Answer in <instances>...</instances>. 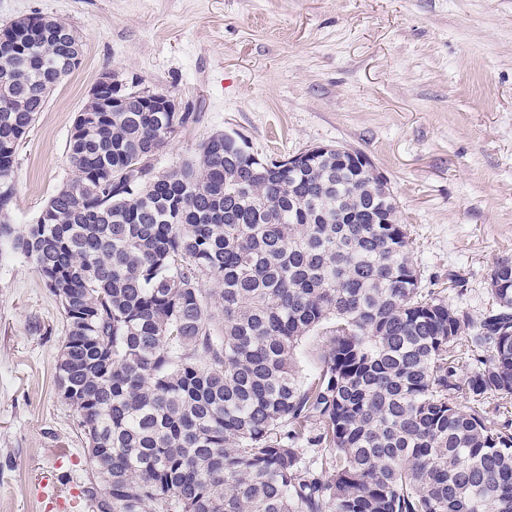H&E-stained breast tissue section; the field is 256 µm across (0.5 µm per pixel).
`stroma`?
<instances>
[{
  "mask_svg": "<svg viewBox=\"0 0 512 512\" xmlns=\"http://www.w3.org/2000/svg\"><path fill=\"white\" fill-rule=\"evenodd\" d=\"M36 13L83 40L14 165V224L67 180L66 142L104 72L197 115L153 164L181 167L212 134L263 156L364 152L386 178L421 285L472 316L512 259V0H0V29ZM58 299L0 259V512H99L104 496L55 367Z\"/></svg>",
  "mask_w": 512,
  "mask_h": 512,
  "instance_id": "obj_1",
  "label": "stroma"
}]
</instances>
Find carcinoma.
I'll return each mask as SVG.
<instances>
[{
	"label": "carcinoma",
	"mask_w": 512,
	"mask_h": 512,
	"mask_svg": "<svg viewBox=\"0 0 512 512\" xmlns=\"http://www.w3.org/2000/svg\"><path fill=\"white\" fill-rule=\"evenodd\" d=\"M33 18L0 42V257L60 301L100 512H512V261L476 320L421 287L389 188L334 153L262 168L217 132L157 172L195 115L143 111L134 81L118 112L86 102L70 176L18 227L15 144L70 54L67 23ZM321 331L305 339L300 349V362L304 373H309L317 365L319 356L324 350V339Z\"/></svg>",
	"instance_id": "obj_1"
}]
</instances>
